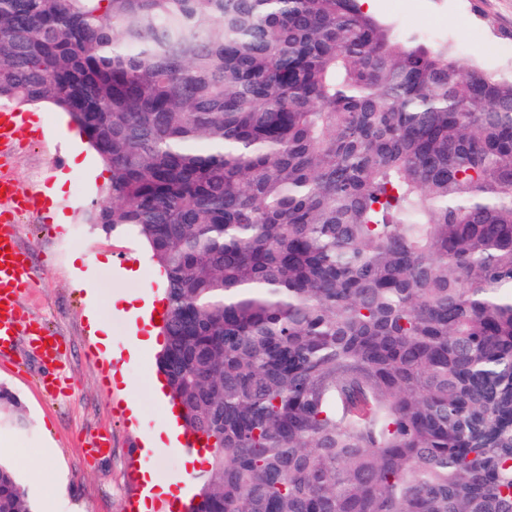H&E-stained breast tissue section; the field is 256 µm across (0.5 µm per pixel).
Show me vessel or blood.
<instances>
[{"mask_svg":"<svg viewBox=\"0 0 512 512\" xmlns=\"http://www.w3.org/2000/svg\"><path fill=\"white\" fill-rule=\"evenodd\" d=\"M28 122V115L22 112L0 113V357L11 356L17 336L23 334L34 351L55 363L62 355V337L25 321L17 310V294L26 283L28 272L8 222L17 204L31 206L35 199L10 178L4 157L20 131L27 129Z\"/></svg>","mask_w":512,"mask_h":512,"instance_id":"b4317fda","label":"vessel or blood"}]
</instances>
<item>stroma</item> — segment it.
<instances>
[{
	"label": "stroma",
	"mask_w": 512,
	"mask_h": 512,
	"mask_svg": "<svg viewBox=\"0 0 512 512\" xmlns=\"http://www.w3.org/2000/svg\"><path fill=\"white\" fill-rule=\"evenodd\" d=\"M370 14L398 39L436 42L466 68L512 73V0H374ZM34 116L44 132L19 136L10 172L24 189L36 191L65 175L54 209L70 221L54 223L41 203L15 215L16 243L30 272L17 309L25 320L42 323L65 339L60 365L66 380L61 393L44 391L40 379L51 366L24 336L11 357L0 359V386L16 396L29 421L23 431L0 427V457L10 462L38 512H139L140 468L162 482L181 478L191 489L205 463L188 462L175 449L140 464L134 445L170 421L142 365L102 356L87 313L98 309L113 349L126 351L133 333L114 314L113 294L136 295L157 308L164 277L139 239L86 222L85 213L103 196L110 173L78 128L50 105L36 107ZM76 150L86 164L74 170L63 159ZM120 252L129 269L113 267ZM132 402L140 408L139 418L130 416ZM99 435L109 438L111 450L101 458L89 457L87 442Z\"/></svg>",
	"instance_id": "35a3bbf8"
}]
</instances>
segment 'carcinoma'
I'll return each mask as SVG.
<instances>
[{
    "mask_svg": "<svg viewBox=\"0 0 512 512\" xmlns=\"http://www.w3.org/2000/svg\"><path fill=\"white\" fill-rule=\"evenodd\" d=\"M0 101L70 116L164 271L189 512H512V77L360 0H0Z\"/></svg>",
    "mask_w": 512,
    "mask_h": 512,
    "instance_id": "obj_1",
    "label": "carcinoma"
}]
</instances>
